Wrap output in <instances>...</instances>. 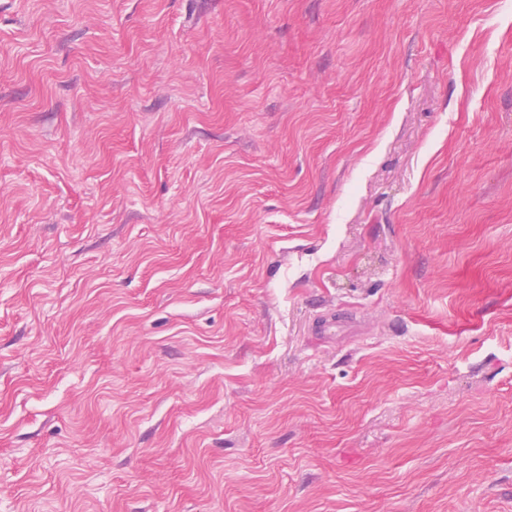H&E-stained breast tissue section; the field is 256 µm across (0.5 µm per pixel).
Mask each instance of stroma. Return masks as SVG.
I'll list each match as a JSON object with an SVG mask.
<instances>
[{"label": "stroma", "instance_id": "1", "mask_svg": "<svg viewBox=\"0 0 512 512\" xmlns=\"http://www.w3.org/2000/svg\"><path fill=\"white\" fill-rule=\"evenodd\" d=\"M0 512H512V7L0 0Z\"/></svg>", "mask_w": 512, "mask_h": 512}]
</instances>
